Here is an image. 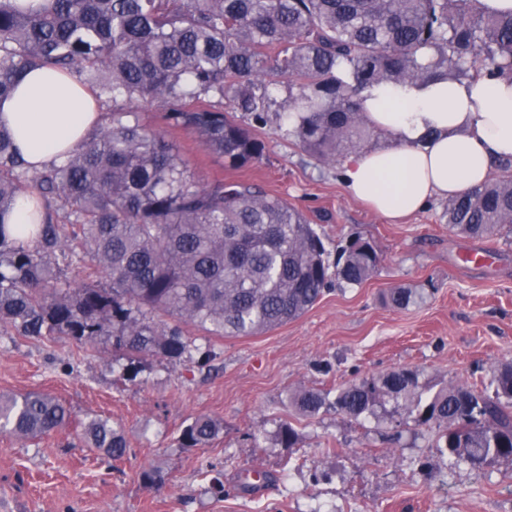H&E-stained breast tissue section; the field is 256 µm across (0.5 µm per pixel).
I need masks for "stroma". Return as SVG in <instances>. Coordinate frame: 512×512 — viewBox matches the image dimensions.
Returning a JSON list of instances; mask_svg holds the SVG:
<instances>
[{"label": "stroma", "instance_id": "1", "mask_svg": "<svg viewBox=\"0 0 512 512\" xmlns=\"http://www.w3.org/2000/svg\"><path fill=\"white\" fill-rule=\"evenodd\" d=\"M141 122L170 140L206 182L259 185L301 209L321 236L328 262L350 240L376 248V272L359 286L335 283L300 318L253 336L211 339L193 332L183 361L132 359L103 342L81 347L59 336L39 341L0 334V392H44L70 410L66 428L17 441L0 433V512H512V463L429 471L435 423L380 411L353 419L328 411L299 417L290 398L305 389L335 392L370 375L411 367L424 390L481 384L512 359V237L471 238L448 224L447 200L391 224L352 199L343 162L303 151L277 118L241 123L264 139L256 164L232 169L195 134L168 127L164 106L139 107ZM486 251L487 261H465ZM422 291L399 309L382 296ZM219 420L208 444L184 448L194 417ZM109 418L128 447L111 468L81 447L89 418ZM292 423L297 447L277 445ZM210 461L232 493L221 497L200 472ZM163 481L149 487L146 468Z\"/></svg>", "mask_w": 512, "mask_h": 512}]
</instances>
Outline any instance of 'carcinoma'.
<instances>
[{"instance_id": "cac0c4a2", "label": "carcinoma", "mask_w": 512, "mask_h": 512, "mask_svg": "<svg viewBox=\"0 0 512 512\" xmlns=\"http://www.w3.org/2000/svg\"><path fill=\"white\" fill-rule=\"evenodd\" d=\"M475 3L49 0L31 11L0 0V98L27 71L52 65L112 102L65 159L38 171L0 126V332L64 336L91 348L105 340L135 357L178 362L192 344L188 326L218 338L252 336L301 317L335 278L370 279L379 264L370 242H350L331 269L301 210L251 184L202 181L132 106L162 103L167 125L242 168L260 161L267 143L236 113L262 123L275 105L296 143L334 164L374 136L361 110L371 86L512 75V12L487 14ZM29 187L46 201L41 223H6ZM447 213L461 233L511 236L512 162L448 199ZM62 259L93 266L106 282L67 276ZM419 299L401 287L385 296L397 308ZM389 401L442 427L435 448L450 469L512 462V361L494 365L486 384L458 383L429 397L419 372L404 368L364 377L333 397L314 389L292 397L309 419L328 408L358 419ZM69 419L49 394H0V432L19 440L47 436ZM221 430L218 420L199 416L181 443L201 447ZM298 441L291 423L280 427L278 444ZM82 442L112 461L127 448L124 433L100 418L84 423Z\"/></svg>"}]
</instances>
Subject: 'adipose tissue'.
I'll return each mask as SVG.
<instances>
[{
	"instance_id": "adipose-tissue-1",
	"label": "adipose tissue",
	"mask_w": 512,
	"mask_h": 512,
	"mask_svg": "<svg viewBox=\"0 0 512 512\" xmlns=\"http://www.w3.org/2000/svg\"><path fill=\"white\" fill-rule=\"evenodd\" d=\"M368 123L393 145L352 156L348 193L389 222L423 210L437 196L466 194L512 158V79L459 83L380 84L363 95ZM94 92L72 75L43 68L24 75L0 100V125L10 128L34 169L60 160L95 127Z\"/></svg>"
}]
</instances>
